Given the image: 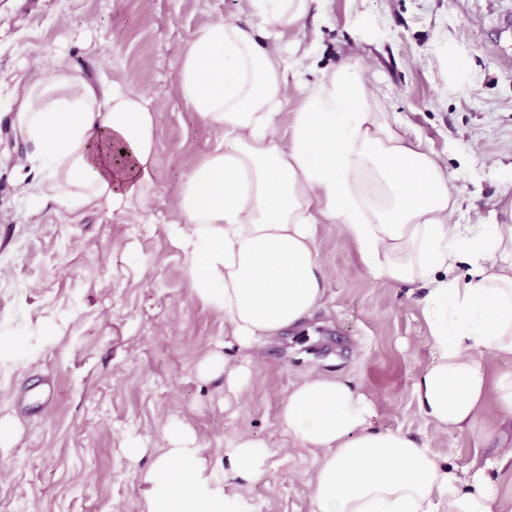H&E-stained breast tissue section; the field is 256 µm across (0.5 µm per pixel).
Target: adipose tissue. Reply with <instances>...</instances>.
I'll return each instance as SVG.
<instances>
[{
  "instance_id": "adipose-tissue-1",
  "label": "adipose tissue",
  "mask_w": 512,
  "mask_h": 512,
  "mask_svg": "<svg viewBox=\"0 0 512 512\" xmlns=\"http://www.w3.org/2000/svg\"><path fill=\"white\" fill-rule=\"evenodd\" d=\"M246 4L267 26L296 29L311 0ZM292 86L301 105L283 146L273 131ZM177 92L221 142L180 177L171 233L195 296L223 313L240 350L301 327L324 305L317 233L335 224L356 241L372 278L427 290L432 356L414 393L429 422L471 428L489 398L512 416V372L488 380L476 358L512 360V200L505 222L451 223L459 202L446 171L391 121L356 58L306 88L250 30L217 19L181 52ZM13 129L31 148L27 163L45 174L31 198L48 187L66 208L123 212L150 196L155 120L135 94L61 66L25 86ZM463 256L468 280L455 273ZM373 414L348 380L322 374L283 400L282 428L321 452L310 512H501L486 469L460 477L407 435L373 430ZM168 442L145 475V512H250L238 484L263 479L271 450L262 441L243 436L227 450L232 479L214 490L201 479L207 462L188 429L172 426Z\"/></svg>"
}]
</instances>
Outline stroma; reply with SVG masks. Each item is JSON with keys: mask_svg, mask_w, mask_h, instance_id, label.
I'll use <instances>...</instances> for the list:
<instances>
[{"mask_svg": "<svg viewBox=\"0 0 512 512\" xmlns=\"http://www.w3.org/2000/svg\"><path fill=\"white\" fill-rule=\"evenodd\" d=\"M512 0H312L300 31L274 39L286 61L311 56L306 83L359 58L388 112L448 170L456 224H489L512 188ZM230 18L265 33L240 0H0V335L19 345L0 357V419L16 429L0 445V508L7 512H142L144 481L184 425L223 485L227 446L267 442L263 480L243 490L253 512H309L318 454L281 428L282 400L304 377L349 379L374 406L371 423L399 430L468 477L512 448V421L492 401L471 429L436 428L414 384L431 358L418 284L372 279L357 244L320 225L327 302L304 327L251 356L225 343L222 314L193 296L171 226L176 180L218 143L186 111L178 56L204 23ZM456 67H449V60ZM139 95L154 113L155 184L125 212L32 203L19 170L28 150L12 118L25 86L58 64ZM212 353L248 360L240 392L203 378ZM143 449L125 450L128 439Z\"/></svg>", "mask_w": 512, "mask_h": 512, "instance_id": "35a3bbf8", "label": "stroma"}]
</instances>
